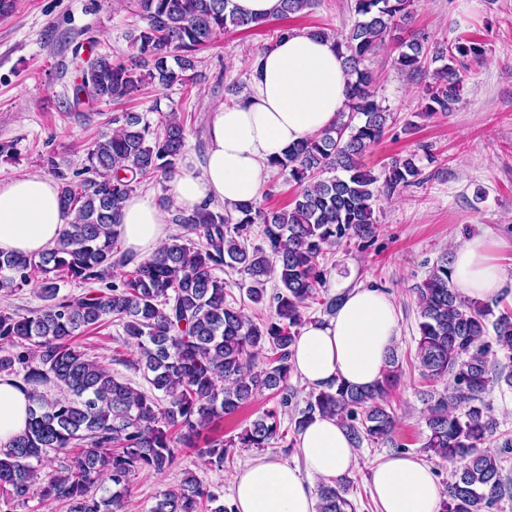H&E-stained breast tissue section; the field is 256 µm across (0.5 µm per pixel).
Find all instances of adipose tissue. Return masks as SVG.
<instances>
[{
  "label": "adipose tissue",
  "instance_id": "obj_1",
  "mask_svg": "<svg viewBox=\"0 0 512 512\" xmlns=\"http://www.w3.org/2000/svg\"><path fill=\"white\" fill-rule=\"evenodd\" d=\"M346 85L332 39L296 32L275 42L252 64L249 91L232 104L212 106L204 157H185L169 183L173 207L190 212L207 201L229 209L259 202L271 160L345 111ZM169 210L142 195L126 200L120 222L132 255L146 259L163 245ZM67 222L53 179L21 175L0 181L1 252L40 254L54 245ZM492 246L486 235L454 246L452 283L464 296L488 298L500 292L506 273L494 261ZM399 335L389 295L355 288L345 293L331 318L303 328L292 362L311 387L326 390L344 381L369 388L382 379ZM29 406L15 380L0 378V447L26 429ZM298 444L302 466L270 456L249 463L234 488L237 512H317L311 477L330 481L356 462L344 428L330 417L315 416ZM371 484L380 512H438L444 492L433 467L408 453L382 458L371 472Z\"/></svg>",
  "mask_w": 512,
  "mask_h": 512
}]
</instances>
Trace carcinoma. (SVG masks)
<instances>
[{
  "mask_svg": "<svg viewBox=\"0 0 512 512\" xmlns=\"http://www.w3.org/2000/svg\"><path fill=\"white\" fill-rule=\"evenodd\" d=\"M229 0H127L143 22L132 34L134 59L95 54L78 65L72 106L132 100L148 85L187 87L195 78L196 52L227 26L250 29L267 18L227 10ZM287 19L312 0H281ZM415 0H350L351 28L333 35L348 82L347 109L320 133L290 147L272 162L299 186L291 207L270 210L252 203L234 212L205 202L192 212L175 210L179 232L139 262L121 251L124 202L143 182L167 181L186 146L184 120L160 112L152 124L136 112L112 116V127L87 149L76 183L50 156L62 208L70 220L54 246L39 255L0 253V296L33 288L44 305L26 314L0 310V375L24 371L31 401L25 432L0 448V496L25 504L62 503L67 512H125L132 478L162 474L188 450L218 470L233 448L269 447L284 439L277 408L263 411L237 439L203 431L265 393L288 407L294 346L312 303L335 313L343 296L322 294L318 258L328 248L377 232L374 203L414 184L421 174L410 156L396 158L379 180L362 158L385 136L392 113L378 100L365 66L387 39L399 42L393 63L410 74L443 62L427 85L424 112H452L461 101L459 66L483 57L481 43L461 40L429 53L425 38L404 36ZM262 244L251 246L254 225ZM452 256L443 253L416 286L418 370L430 384L423 392L427 428L423 450L452 466L439 512H492L508 484L502 457L482 447L498 422L483 394L501 382L512 389V308L496 312L465 299L451 284ZM249 279L246 296L259 305L266 283L277 279L269 314H248L226 298L218 272ZM105 284L82 296L60 295V284ZM109 321L122 326L129 356L122 362L144 373L159 395L138 392L76 344V337ZM398 360L390 353L383 379L370 388L345 383L311 390L291 417L299 434L315 415L335 418L353 447L392 441L395 416L390 390ZM445 384L443 391L436 386ZM65 389L51 396L46 388ZM66 462L48 471V453ZM105 484L98 496L92 488ZM351 479L340 476L318 490L317 512H354ZM149 512H236L232 502L189 473L178 488L156 496Z\"/></svg>",
  "mask_w": 512,
  "mask_h": 512,
  "instance_id": "cac0c4a2",
  "label": "carcinoma"
}]
</instances>
